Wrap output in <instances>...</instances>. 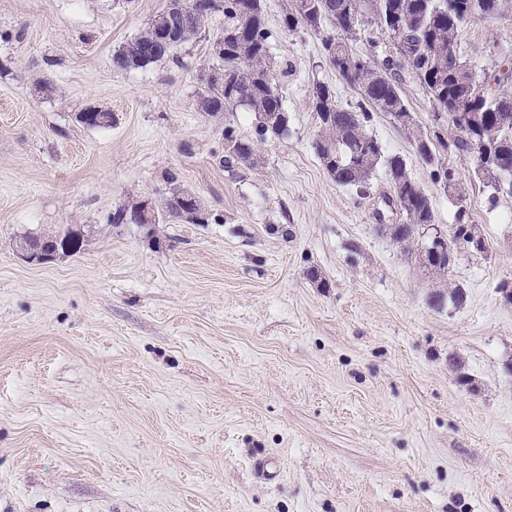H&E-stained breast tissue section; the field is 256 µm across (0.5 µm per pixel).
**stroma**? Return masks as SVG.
I'll use <instances>...</instances> for the list:
<instances>
[{
    "label": "stroma",
    "mask_w": 512,
    "mask_h": 512,
    "mask_svg": "<svg viewBox=\"0 0 512 512\" xmlns=\"http://www.w3.org/2000/svg\"><path fill=\"white\" fill-rule=\"evenodd\" d=\"M263 3L288 134L260 140L246 109L196 108L223 13L119 71L166 0H0V512H512V193L373 113L445 231L455 170L487 245L441 275L408 261L376 229L384 172L348 190L313 149L312 88L353 110L356 89L285 27L290 0ZM456 52L512 59V0ZM400 85L422 130L447 128L412 71ZM90 107L111 127L78 123ZM228 124L256 166L221 165ZM171 172L209 223L108 225ZM63 226L80 252L20 258ZM458 286L462 306H432Z\"/></svg>",
    "instance_id": "35a3bbf8"
}]
</instances>
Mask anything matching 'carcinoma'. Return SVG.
<instances>
[{"instance_id": "carcinoma-1", "label": "carcinoma", "mask_w": 512, "mask_h": 512, "mask_svg": "<svg viewBox=\"0 0 512 512\" xmlns=\"http://www.w3.org/2000/svg\"><path fill=\"white\" fill-rule=\"evenodd\" d=\"M209 13L190 16L179 32V44L195 39L212 14L224 13V57L219 67L205 78L197 97V109L216 116L238 107L254 115L256 134L279 137L288 131V117L275 81L276 62L269 51L263 0H209ZM499 0H293L285 25L293 30L301 25L321 33L325 22L334 34H323L322 44L332 67L362 98L360 111L339 106L332 89L317 84L310 104L317 116L315 151L327 174L343 188L364 186L378 166L385 169L391 192L397 197L404 222L381 226L410 260L443 274L453 266L456 245L486 250L485 239L475 224L465 220L458 206L457 222L451 225L448 254L434 258L429 241L422 240L426 224L436 223L429 197L409 175L399 156L386 157L378 140L370 133V106L382 112L395 125L415 132L414 142L421 158L432 163L436 147H449L474 155L476 175L493 182L494 189L512 191V67L477 75L460 57H448L455 48L459 30L475 18L497 14ZM374 26L390 42V54L382 63L353 54L348 39L364 27ZM154 32L147 27L127 42L112 57L119 70L145 68L174 55V48L161 47L151 56L144 55ZM412 70L437 109V115L450 118L447 139L423 132L410 111L399 84L400 72ZM476 112L478 128L463 126L456 116ZM224 156L220 162L229 172L241 166H253L257 156L254 142L239 137L232 126L224 127ZM439 179L448 193L465 200V187L451 168ZM163 203L155 206L158 219L177 216L192 224L203 213L194 195L175 186ZM47 248L61 254L78 252L83 243L71 229L38 236Z\"/></svg>"}]
</instances>
